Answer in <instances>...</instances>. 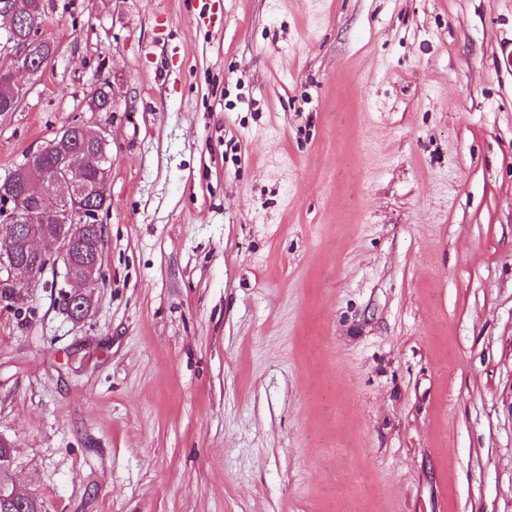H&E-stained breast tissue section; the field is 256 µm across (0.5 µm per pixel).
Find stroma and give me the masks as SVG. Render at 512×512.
<instances>
[{"instance_id": "35a3bbf8", "label": "stroma", "mask_w": 512, "mask_h": 512, "mask_svg": "<svg viewBox=\"0 0 512 512\" xmlns=\"http://www.w3.org/2000/svg\"><path fill=\"white\" fill-rule=\"evenodd\" d=\"M43 3L0 177L77 119L111 208L84 321L0 304L17 489L512 512V0ZM106 130L95 132L96 150L93 152V159L95 161L94 170L97 183L105 184L109 180L110 172L112 169V156L110 153V142L107 137Z\"/></svg>"}]
</instances>
